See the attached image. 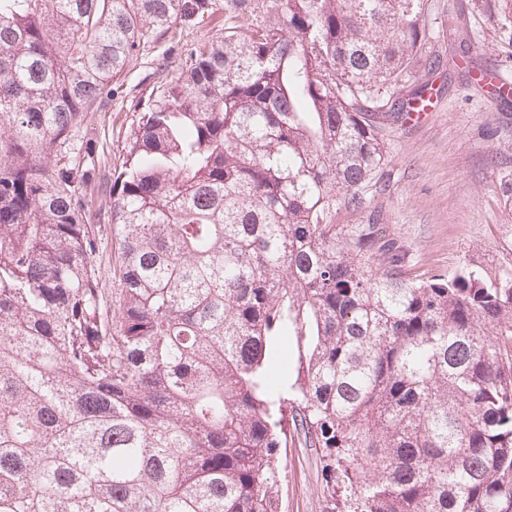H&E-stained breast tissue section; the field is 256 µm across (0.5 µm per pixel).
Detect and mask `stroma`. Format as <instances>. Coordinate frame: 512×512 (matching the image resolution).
I'll return each mask as SVG.
<instances>
[{
  "label": "stroma",
  "mask_w": 512,
  "mask_h": 512,
  "mask_svg": "<svg viewBox=\"0 0 512 512\" xmlns=\"http://www.w3.org/2000/svg\"><path fill=\"white\" fill-rule=\"evenodd\" d=\"M426 42L415 72L432 83L425 118L389 136L391 162L368 210L340 216L343 224L375 218L407 252L411 274H451L470 261L512 263L499 227L512 224V102L496 98L478 73L512 75V27L489 21L477 0H426ZM153 55L129 62L119 81L127 92L76 129L73 150L94 145L118 155L135 112L132 97L157 81ZM324 451L291 434L282 451V512H329Z\"/></svg>",
  "instance_id": "1"
}]
</instances>
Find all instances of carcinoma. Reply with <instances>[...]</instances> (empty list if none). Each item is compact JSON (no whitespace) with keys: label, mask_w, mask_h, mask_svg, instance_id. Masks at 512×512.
Here are the masks:
<instances>
[{"label":"carcinoma","mask_w":512,"mask_h":512,"mask_svg":"<svg viewBox=\"0 0 512 512\" xmlns=\"http://www.w3.org/2000/svg\"><path fill=\"white\" fill-rule=\"evenodd\" d=\"M221 5L224 33L182 43ZM423 12L0 0V512H281L290 430L346 512H512V265L413 277L376 224L336 223L430 104ZM159 43L181 66L89 195L73 132ZM91 224H101V232L98 234V249L94 256L95 265L101 279V288H105V300L107 307L112 306V297H115L118 280L114 278L113 266L115 265L114 245L112 244V231L107 220H93ZM106 224L107 226L103 225ZM114 292V295H113Z\"/></svg>","instance_id":"1"}]
</instances>
